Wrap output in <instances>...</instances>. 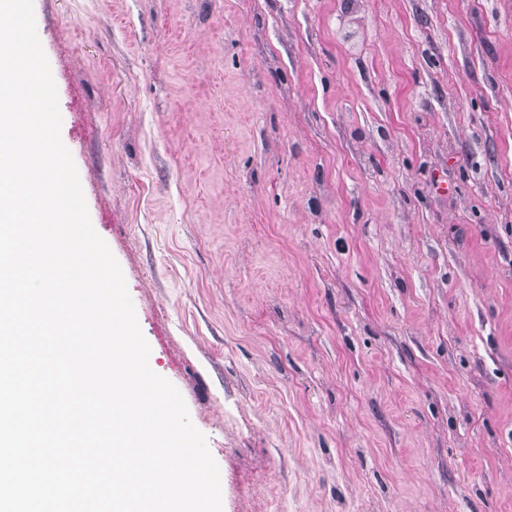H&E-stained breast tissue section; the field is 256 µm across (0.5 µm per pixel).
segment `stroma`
I'll return each mask as SVG.
<instances>
[{"label": "stroma", "instance_id": "1", "mask_svg": "<svg viewBox=\"0 0 512 512\" xmlns=\"http://www.w3.org/2000/svg\"><path fill=\"white\" fill-rule=\"evenodd\" d=\"M34 13L223 512H512V0Z\"/></svg>", "mask_w": 512, "mask_h": 512}]
</instances>
